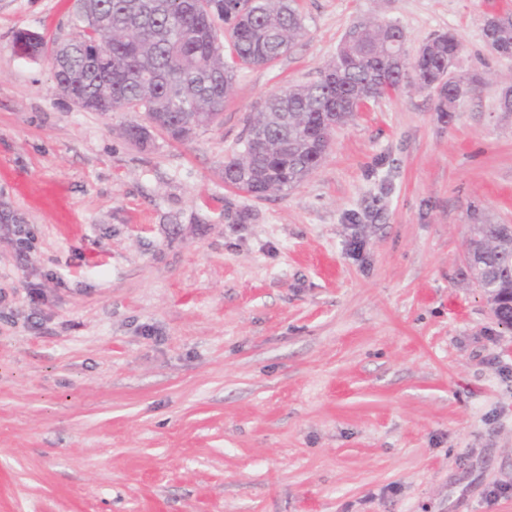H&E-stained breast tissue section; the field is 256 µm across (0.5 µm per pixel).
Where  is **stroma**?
I'll return each mask as SVG.
<instances>
[{"instance_id":"stroma-1","label":"stroma","mask_w":512,"mask_h":512,"mask_svg":"<svg viewBox=\"0 0 512 512\" xmlns=\"http://www.w3.org/2000/svg\"><path fill=\"white\" fill-rule=\"evenodd\" d=\"M298 7L218 121L138 144L144 113L76 109L13 49L73 38L75 0H0V512H512V333L466 259L473 224H512V58L484 33L512 0ZM369 21L411 59L455 33L474 92L442 112L400 86L293 189L226 185L266 98ZM25 178L63 184L76 223ZM18 192L26 203L49 215L52 223L72 224V209L60 182L30 181L21 186Z\"/></svg>"}]
</instances>
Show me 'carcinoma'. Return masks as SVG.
<instances>
[{"mask_svg":"<svg viewBox=\"0 0 512 512\" xmlns=\"http://www.w3.org/2000/svg\"><path fill=\"white\" fill-rule=\"evenodd\" d=\"M77 35L54 51L56 84L85 101L89 112L127 109L159 121L174 139L181 127L215 119L239 71L265 66L288 51L301 34L297 0H80ZM398 25L357 26V38L322 77L272 93L251 123L240 153L224 160V183L253 197L300 183L322 161L334 128L384 95L385 78L396 89L444 76L460 43L451 33L427 43L413 64L404 43L391 47L385 34ZM491 49L512 57V25L503 20ZM476 279L489 278L512 294V236L502 224H479L468 248Z\"/></svg>","mask_w":512,"mask_h":512,"instance_id":"carcinoma-1","label":"carcinoma"}]
</instances>
